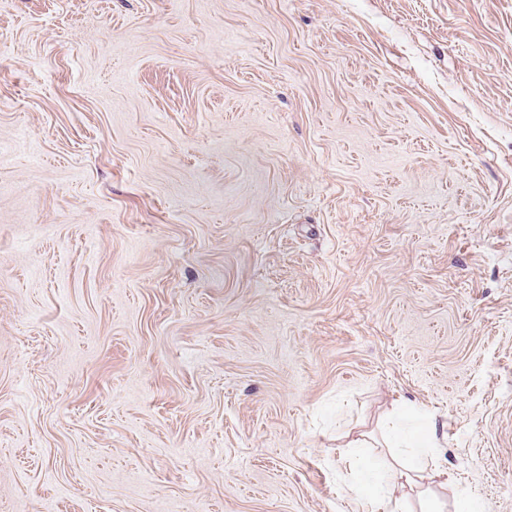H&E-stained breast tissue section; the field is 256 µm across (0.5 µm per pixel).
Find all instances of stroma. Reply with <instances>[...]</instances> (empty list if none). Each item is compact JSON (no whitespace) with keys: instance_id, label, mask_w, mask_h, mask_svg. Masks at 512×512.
I'll return each mask as SVG.
<instances>
[{"instance_id":"35a3bbf8","label":"stroma","mask_w":512,"mask_h":512,"mask_svg":"<svg viewBox=\"0 0 512 512\" xmlns=\"http://www.w3.org/2000/svg\"><path fill=\"white\" fill-rule=\"evenodd\" d=\"M512 512V0H0V512ZM442 476H444L443 480L440 479ZM392 478L395 488L398 486H407L411 489V492L415 491L419 502L423 504V502L426 501L430 496L434 495L431 485H435L437 482L439 486L442 485L445 482L444 480L447 478V473L441 471L434 472L431 477V481H433V483L429 485H424L422 483L421 480H425V478L422 477V471L419 469H397L392 473Z\"/></svg>"}]
</instances>
